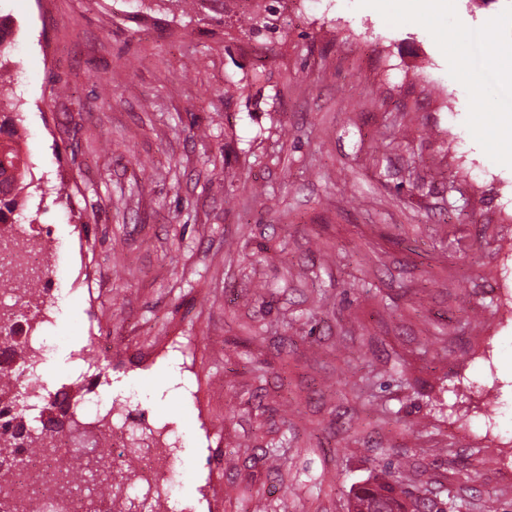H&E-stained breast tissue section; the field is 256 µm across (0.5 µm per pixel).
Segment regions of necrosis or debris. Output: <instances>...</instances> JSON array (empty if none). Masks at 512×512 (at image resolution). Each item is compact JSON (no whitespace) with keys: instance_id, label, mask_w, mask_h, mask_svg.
I'll return each instance as SVG.
<instances>
[{"instance_id":"necrosis-or-debris-1","label":"necrosis or debris","mask_w":512,"mask_h":512,"mask_svg":"<svg viewBox=\"0 0 512 512\" xmlns=\"http://www.w3.org/2000/svg\"><path fill=\"white\" fill-rule=\"evenodd\" d=\"M55 266L41 234L6 224L0 226V288L12 286L16 274L38 280L36 300L54 282ZM72 411L91 419L99 430L105 454L92 451L73 455L66 437L51 433L40 451L19 449L20 465L0 460V512H115L117 505L138 501L144 504L163 497L168 480L169 450L165 435L151 427L141 411L114 417L111 407L100 406L88 397L70 400ZM143 430L137 452L126 447L132 428ZM99 460L112 480L116 494L101 497L84 470L88 461Z\"/></svg>"}]
</instances>
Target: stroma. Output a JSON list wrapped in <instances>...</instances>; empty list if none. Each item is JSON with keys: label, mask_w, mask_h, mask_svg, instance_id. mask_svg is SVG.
<instances>
[{"label": "stroma", "mask_w": 512, "mask_h": 512, "mask_svg": "<svg viewBox=\"0 0 512 512\" xmlns=\"http://www.w3.org/2000/svg\"><path fill=\"white\" fill-rule=\"evenodd\" d=\"M387 3L249 35L264 0H0L16 219L62 269L28 417L99 361L168 436L169 512H347L402 459L445 512H512V98L452 45L512 67V0Z\"/></svg>", "instance_id": "1"}]
</instances>
